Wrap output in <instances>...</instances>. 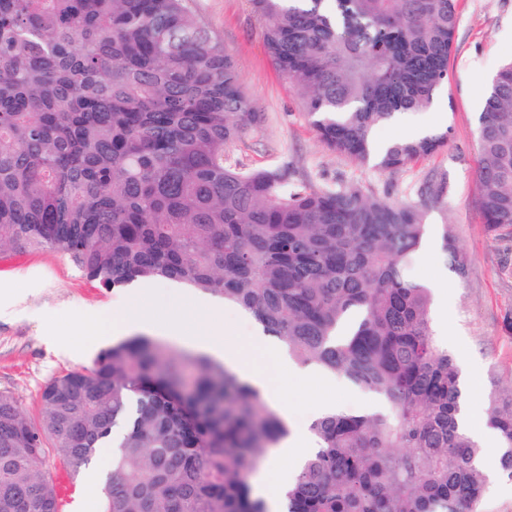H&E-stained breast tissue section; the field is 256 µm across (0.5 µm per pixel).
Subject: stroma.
<instances>
[{
	"label": "stroma",
	"instance_id": "obj_1",
	"mask_svg": "<svg viewBox=\"0 0 512 512\" xmlns=\"http://www.w3.org/2000/svg\"><path fill=\"white\" fill-rule=\"evenodd\" d=\"M188 7L232 54L262 114L260 124L230 147L233 159L250 168H287L317 187L358 186L396 203L416 201L429 175L445 177L442 202L427 213L426 237L440 241L443 227H450L466 272L457 276L437 248L416 252L409 273L430 286L433 300L447 299V322L432 325L461 371L473 419L484 423L495 385H512V332L503 326L512 315V229L492 232L483 221L476 134L483 88L512 58V0H459L449 89L412 116L427 130H449L448 146L393 172L338 156L321 142L296 88L275 69L249 0H188ZM0 286L11 289L13 301L10 315L0 318V390L13 393L34 416L47 380L92 366L102 347L89 344L84 319L94 312L112 321L126 305L125 290L100 287L52 248L0 255ZM51 326L67 335V346L48 341ZM482 463L490 483L477 512H512V482L502 478L494 449Z\"/></svg>",
	"mask_w": 512,
	"mask_h": 512
}]
</instances>
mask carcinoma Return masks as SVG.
I'll list each match as a JSON object with an SVG mask.
<instances>
[{
  "label": "carcinoma",
  "instance_id": "obj_1",
  "mask_svg": "<svg viewBox=\"0 0 512 512\" xmlns=\"http://www.w3.org/2000/svg\"><path fill=\"white\" fill-rule=\"evenodd\" d=\"M267 50L332 151L395 171L449 130L374 133L448 90L458 0H249ZM261 116L224 43L187 0H0V253L60 250L106 288L172 279L246 309L300 365L384 409L309 427L287 512H474L484 448L435 335L431 289L406 274L429 207L249 168L228 147ZM479 204L512 226V58L483 89ZM442 248L465 259L448 225ZM512 481V388L491 395ZM103 512H267L249 476L289 434L260 392L199 355L136 336L49 379L39 420L0 391V512H62L54 468L88 467L114 429Z\"/></svg>",
  "mask_w": 512,
  "mask_h": 512
}]
</instances>
